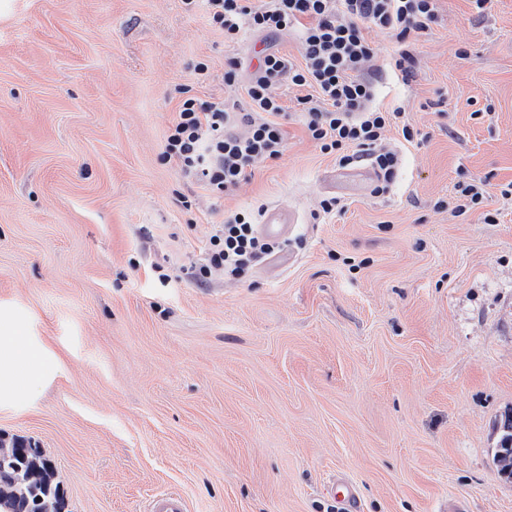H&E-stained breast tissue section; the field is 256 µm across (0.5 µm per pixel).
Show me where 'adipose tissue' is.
Returning <instances> with one entry per match:
<instances>
[{"label": "adipose tissue", "mask_w": 512, "mask_h": 512, "mask_svg": "<svg viewBox=\"0 0 512 512\" xmlns=\"http://www.w3.org/2000/svg\"><path fill=\"white\" fill-rule=\"evenodd\" d=\"M61 361L41 337L35 336L26 312L0 307V408L27 405L57 376Z\"/></svg>", "instance_id": "ef3b65f1"}]
</instances>
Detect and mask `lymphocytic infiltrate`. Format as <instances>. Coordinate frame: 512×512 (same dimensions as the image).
I'll use <instances>...</instances> for the list:
<instances>
[{"mask_svg":"<svg viewBox=\"0 0 512 512\" xmlns=\"http://www.w3.org/2000/svg\"><path fill=\"white\" fill-rule=\"evenodd\" d=\"M212 26L225 46L237 44L245 30L268 35L293 33L300 56L264 48L249 77L242 62L229 58L224 81L242 86V111L221 101L182 99L166 135L162 160L175 163L183 178L203 187L210 198L251 180L255 171L285 150L283 127L298 119L321 152L346 166L367 161L377 172V192L393 182L400 156L382 141L397 123L399 109L374 106L376 51L365 31L391 34L402 49L391 72L402 80L415 74L412 44L429 33L438 17L437 0H203ZM301 89L294 109L284 105L279 88ZM398 124V123H397ZM257 215L233 212L213 225L201 264L189 277L206 284L213 273L244 278L274 248L257 231Z\"/></svg>","mask_w":512,"mask_h":512,"instance_id":"f902f5d3","label":"lymphocytic infiltrate"}]
</instances>
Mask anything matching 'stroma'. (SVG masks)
Wrapping results in <instances>:
<instances>
[{
    "mask_svg": "<svg viewBox=\"0 0 512 512\" xmlns=\"http://www.w3.org/2000/svg\"><path fill=\"white\" fill-rule=\"evenodd\" d=\"M268 46L300 53L293 34L225 47L184 0H0V302L62 361L0 410V438L53 462L67 512H144L163 490L189 512H337L341 476L359 512H512L495 460L512 410V0H440L413 79L378 83L426 135L386 133L401 165L383 194L295 121L283 156L217 203L162 161L183 87L233 102L226 58ZM463 174L489 197L458 217L443 202ZM327 196L344 212L318 214ZM276 204L297 214L277 247L290 265L186 278L224 214ZM332 492L342 512H353L357 505L355 486L346 478L339 477L332 482Z\"/></svg>",
    "mask_w": 512,
    "mask_h": 512,
    "instance_id": "1",
    "label": "stroma"
}]
</instances>
